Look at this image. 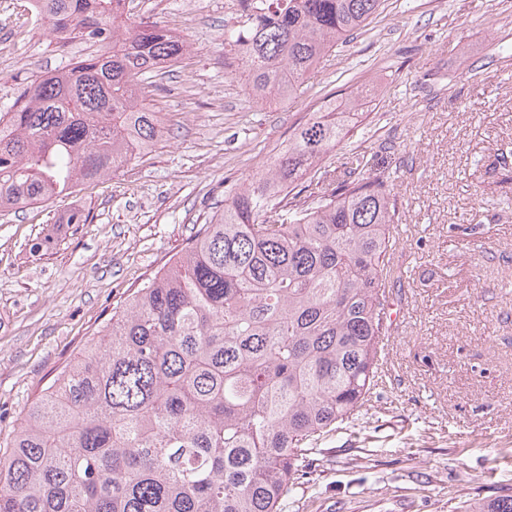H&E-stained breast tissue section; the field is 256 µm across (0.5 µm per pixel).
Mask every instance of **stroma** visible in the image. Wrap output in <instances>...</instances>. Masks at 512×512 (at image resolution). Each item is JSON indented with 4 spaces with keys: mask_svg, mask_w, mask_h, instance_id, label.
Masks as SVG:
<instances>
[{
    "mask_svg": "<svg viewBox=\"0 0 512 512\" xmlns=\"http://www.w3.org/2000/svg\"><path fill=\"white\" fill-rule=\"evenodd\" d=\"M190 44L145 98L153 151L64 199L0 212V446L120 306L224 210L328 101L359 99L352 152L389 177L407 244L388 295L404 308L388 374L323 439L283 512H460L512 492V186L488 173L512 146V0H384L297 98L253 102L228 67L224 0H129ZM28 0H0V112L39 75L91 51L55 39ZM85 210L91 223L69 224Z\"/></svg>",
    "mask_w": 512,
    "mask_h": 512,
    "instance_id": "obj_1",
    "label": "stroma"
}]
</instances>
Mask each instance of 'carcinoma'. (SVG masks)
Returning a JSON list of instances; mask_svg holds the SVG:
<instances>
[{
    "instance_id": "cac0c4a2",
    "label": "carcinoma",
    "mask_w": 512,
    "mask_h": 512,
    "mask_svg": "<svg viewBox=\"0 0 512 512\" xmlns=\"http://www.w3.org/2000/svg\"><path fill=\"white\" fill-rule=\"evenodd\" d=\"M32 2L97 50L16 98L0 129V212L151 150L162 127L143 81L187 51L156 22L118 23L114 0ZM265 2L224 29L258 103L295 97L382 0ZM358 116L350 102L299 125L42 390L0 453V512H282L317 443L370 400L382 297L403 277L393 184L361 154L322 167ZM494 170L512 184V153ZM463 512H512V494Z\"/></svg>"
}]
</instances>
